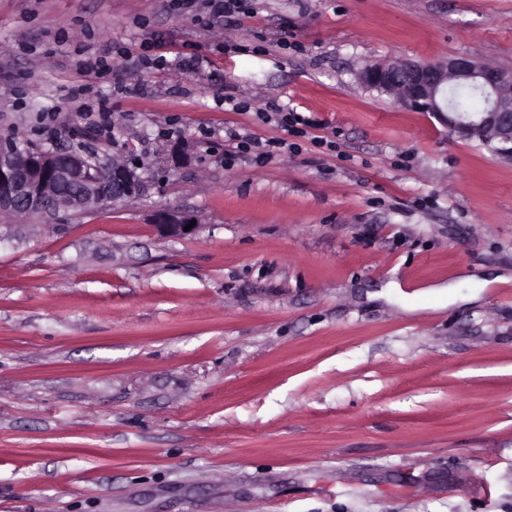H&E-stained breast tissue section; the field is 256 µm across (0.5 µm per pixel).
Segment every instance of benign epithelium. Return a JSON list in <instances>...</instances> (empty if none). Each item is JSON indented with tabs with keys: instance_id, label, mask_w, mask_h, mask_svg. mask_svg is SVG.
<instances>
[{
	"instance_id": "benign-epithelium-1",
	"label": "benign epithelium",
	"mask_w": 512,
	"mask_h": 512,
	"mask_svg": "<svg viewBox=\"0 0 512 512\" xmlns=\"http://www.w3.org/2000/svg\"><path fill=\"white\" fill-rule=\"evenodd\" d=\"M366 87L395 96L405 107L448 120V85L473 82L488 96L486 108L474 115H459L450 127L462 137L482 142L512 144V72L488 68L467 55L435 62L403 60L368 63L358 71ZM85 156L76 152H49L25 159L0 141V211L17 207L51 216L78 211L92 201L123 202L135 196L140 179L126 166L95 160L98 178H83ZM192 217L161 210L156 223L169 237L186 234Z\"/></svg>"
}]
</instances>
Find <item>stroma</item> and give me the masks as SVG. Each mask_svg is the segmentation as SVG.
I'll list each match as a JSON object with an SVG mask.
<instances>
[{
	"mask_svg": "<svg viewBox=\"0 0 512 512\" xmlns=\"http://www.w3.org/2000/svg\"><path fill=\"white\" fill-rule=\"evenodd\" d=\"M460 54L512 0H0V137L142 181L0 214V512H512V155L356 77ZM192 220L191 216L170 210H161L156 214V223L158 228L162 233L169 237H179L190 233L194 230L197 224H195L189 231H184V228Z\"/></svg>",
	"mask_w": 512,
	"mask_h": 512,
	"instance_id": "1",
	"label": "stroma"
}]
</instances>
